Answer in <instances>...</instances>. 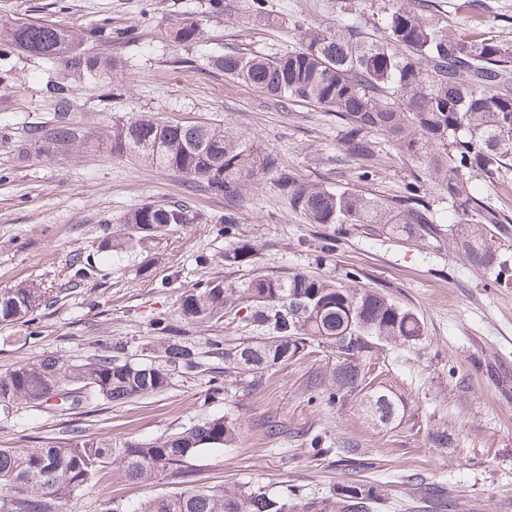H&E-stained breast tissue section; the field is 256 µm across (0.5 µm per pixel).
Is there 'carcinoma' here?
<instances>
[{
	"instance_id": "obj_1",
	"label": "carcinoma",
	"mask_w": 512,
	"mask_h": 512,
	"mask_svg": "<svg viewBox=\"0 0 512 512\" xmlns=\"http://www.w3.org/2000/svg\"><path fill=\"white\" fill-rule=\"evenodd\" d=\"M209 12L230 18L243 14L254 25L279 22L269 0H208ZM434 0H411L393 6L381 24L370 26L350 14L333 26L302 28L296 45L272 54L225 50L208 57L212 68L230 80L242 81L288 105L312 104L341 120L340 161L356 162L360 181L373 176L381 134L402 152L421 159L425 170L444 190L452 210L476 214V224H454L448 241L471 267L492 276L499 285L512 283V264L500 255L498 233H512L500 224L486 197L474 194L472 179H502L512 170V80L506 63L512 52L496 42H464L448 25L431 18ZM203 33L199 13L188 11L165 38L193 45ZM90 40L50 24L22 23L0 30V48L55 59L68 76L101 77L117 71L89 48ZM58 119L43 137L54 148L69 151L78 133L68 121L70 102L64 82L53 85ZM112 151L151 167L168 169L214 193L224 195V265L238 266L255 249L240 231V210L249 187L274 173L288 206L308 224L322 227L374 225L388 239L424 241L441 235L433 208L420 191L416 175L406 191L390 199L326 181L309 182L283 168L277 156L262 150L255 138L221 123L166 124L150 112H136L112 124ZM203 215L182 200L147 202L124 213L121 223L140 240L160 238L180 224H199ZM337 249L336 233L319 238L314 252L327 262ZM355 268L343 281L286 276L256 270L239 284L214 280L205 288L181 294L179 323H154L158 344L138 362L126 356V344L115 341L112 353L67 364L47 355L0 374V411L16 404L78 411L95 401H128L166 390L171 372L203 371V354L224 361V370L208 379L212 394L224 381L247 375L254 386L289 362L313 353L335 356L332 370L306 380L308 402L326 407L355 401L376 425L385 427L405 415V405L387 380L381 361L389 345L406 347L421 341L420 315L379 288L362 285ZM54 289L22 283L0 291V323L36 315L52 303ZM245 315H240V312ZM244 324L249 335L232 341L204 338L205 351L187 331L208 324ZM238 433L227 417L205 418L152 441L130 439L117 445L89 438L71 429L40 448H0V512H63L72 494L97 487L112 468L127 482H145L159 475L179 479L184 489L138 503L111 498L106 512H380L389 500L388 484L355 479L328 496L301 499L288 485L253 483L207 490L196 485L194 459L208 449L231 448ZM433 447L448 448L453 438L446 426L431 429ZM309 448L316 454L336 452L339 461L358 469L352 445L334 450L321 436Z\"/></svg>"
}]
</instances>
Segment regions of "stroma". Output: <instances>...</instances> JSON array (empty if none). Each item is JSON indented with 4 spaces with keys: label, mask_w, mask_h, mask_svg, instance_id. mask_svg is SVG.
Masks as SVG:
<instances>
[{
    "label": "stroma",
    "mask_w": 512,
    "mask_h": 512,
    "mask_svg": "<svg viewBox=\"0 0 512 512\" xmlns=\"http://www.w3.org/2000/svg\"><path fill=\"white\" fill-rule=\"evenodd\" d=\"M205 2L0 0V27L37 22L91 32L97 52L122 64L116 78L70 82L68 118L83 148L64 153L28 135L29 126L48 128L57 118L49 87L60 64L17 50L0 57V289L34 280L59 290L35 323L0 325V373L47 353L80 362L106 353L118 339L127 343L129 357H140L156 341L154 321L173 317L180 294L214 279L239 283L257 269L339 278L355 268L364 284L389 292L425 323L421 343L387 351L405 417L383 428L353 402L309 404L306 378L334 364L333 356L321 353L280 367L256 389L236 384L215 398L206 375L177 372L164 392L90 406L80 415L21 407L0 415V448L41 447L64 426L116 443L153 440L226 414L238 427V441L196 460L201 486L285 482L303 497L330 494L347 472L335 454L310 452L309 439L322 434L358 448L363 478L389 483L393 512L419 496V487L407 482L414 473L459 499L457 512H512V286H497L465 265L448 241L404 244L353 229L342 232L333 260L317 265L308 249L315 226L288 206L271 174L248 191L240 212L241 230L255 251L242 266H225L223 196L188 191L182 174L112 152L113 121L147 111L167 120L224 124L255 137L304 180L346 185L352 176L336 167L340 124L334 113L307 103L280 108L208 67L206 54L285 48L293 43L294 24L335 23L344 7L374 22L388 0H271L283 26L253 27L210 15L200 43L161 40V31ZM438 3L440 19L465 40L512 45V0H480L465 11L449 0ZM118 29L130 31V39L116 38ZM114 80L122 93L106 96ZM422 169L420 160L385 142L372 178L358 188L390 198ZM185 195L203 214L202 223L177 226L109 256L99 252L103 232H118L128 209ZM435 423L447 424L455 447H432L428 433ZM179 488L170 476L142 483L116 477L111 495L138 502ZM108 496L75 494L64 512H104Z\"/></svg>",
    "instance_id": "35a3bbf8"
}]
</instances>
